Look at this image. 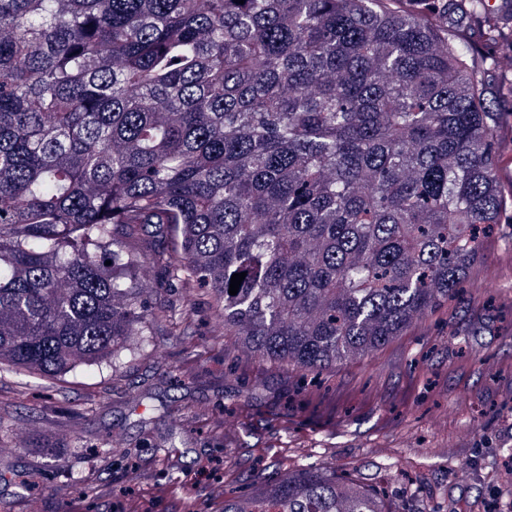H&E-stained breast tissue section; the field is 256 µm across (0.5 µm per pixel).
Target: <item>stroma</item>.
Returning <instances> with one entry per match:
<instances>
[{
    "label": "stroma",
    "mask_w": 512,
    "mask_h": 512,
    "mask_svg": "<svg viewBox=\"0 0 512 512\" xmlns=\"http://www.w3.org/2000/svg\"><path fill=\"white\" fill-rule=\"evenodd\" d=\"M461 21L498 112L512 197V23ZM154 346L94 377L0 370V512H223L258 471L326 468L394 512H512V209L460 290L364 357L305 371L243 354L209 290L173 279L174 229L123 238ZM83 478L75 488L71 473Z\"/></svg>",
    "instance_id": "35a3bbf8"
}]
</instances>
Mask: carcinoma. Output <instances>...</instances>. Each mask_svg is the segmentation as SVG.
Listing matches in <instances>:
<instances>
[{
  "label": "carcinoma",
  "instance_id": "obj_1",
  "mask_svg": "<svg viewBox=\"0 0 512 512\" xmlns=\"http://www.w3.org/2000/svg\"><path fill=\"white\" fill-rule=\"evenodd\" d=\"M475 52L400 0H0V365L91 377L152 345L134 224L176 228L173 273L249 354L386 344L506 205ZM252 487L223 512H395L323 469Z\"/></svg>",
  "mask_w": 512,
  "mask_h": 512
}]
</instances>
